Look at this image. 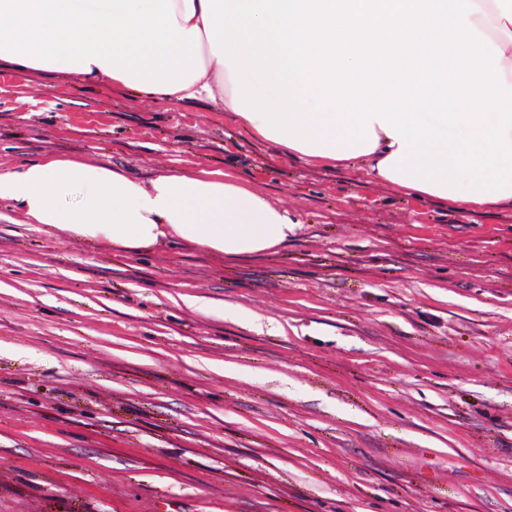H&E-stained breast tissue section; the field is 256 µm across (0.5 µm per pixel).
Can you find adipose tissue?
I'll return each instance as SVG.
<instances>
[{
  "label": "adipose tissue",
  "instance_id": "obj_1",
  "mask_svg": "<svg viewBox=\"0 0 512 512\" xmlns=\"http://www.w3.org/2000/svg\"><path fill=\"white\" fill-rule=\"evenodd\" d=\"M469 17L505 53L512 84V0H473ZM0 62L18 69L108 82L154 101L221 102L232 111V74L218 63L201 0H0ZM0 199L25 223L129 250L165 239L229 258L287 241V211L236 177L201 170L161 172L148 181L108 166L46 155L0 173Z\"/></svg>",
  "mask_w": 512,
  "mask_h": 512
}]
</instances>
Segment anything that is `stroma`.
I'll list each match as a JSON object with an SVG mask.
<instances>
[{"label": "stroma", "instance_id": "1", "mask_svg": "<svg viewBox=\"0 0 512 512\" xmlns=\"http://www.w3.org/2000/svg\"><path fill=\"white\" fill-rule=\"evenodd\" d=\"M48 154L229 172L296 229L237 259L136 252L0 200V512H512V204L1 66L0 173Z\"/></svg>", "mask_w": 512, "mask_h": 512}]
</instances>
